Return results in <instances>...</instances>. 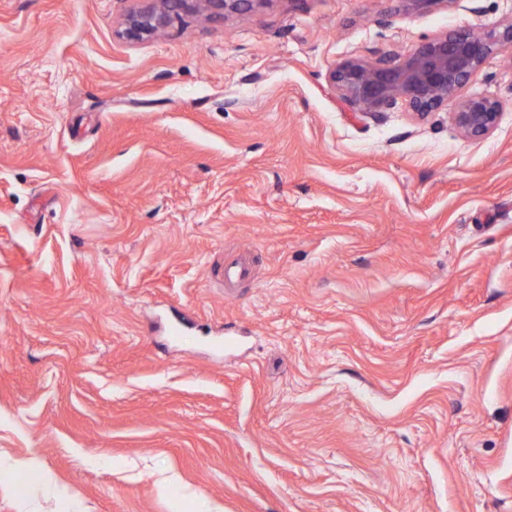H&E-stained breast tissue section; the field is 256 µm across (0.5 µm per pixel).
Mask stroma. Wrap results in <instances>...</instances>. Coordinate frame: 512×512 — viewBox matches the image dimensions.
<instances>
[{
	"instance_id": "1",
	"label": "stroma",
	"mask_w": 512,
	"mask_h": 512,
	"mask_svg": "<svg viewBox=\"0 0 512 512\" xmlns=\"http://www.w3.org/2000/svg\"><path fill=\"white\" fill-rule=\"evenodd\" d=\"M152 4L0 0V512H512V107L328 80L512 0ZM157 7L148 11L131 14L125 23L122 32L123 36L131 41L141 39L144 35H149L161 30L170 13L174 10L171 8V0H156ZM263 0H176L177 9L196 8L210 15L219 16L236 12L253 3L261 4ZM505 104L499 98L471 96L458 103L453 120L465 138L483 139L496 128Z\"/></svg>"
}]
</instances>
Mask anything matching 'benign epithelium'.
Returning <instances> with one entry per match:
<instances>
[{"label":"benign epithelium","instance_id":"obj_1","mask_svg":"<svg viewBox=\"0 0 512 512\" xmlns=\"http://www.w3.org/2000/svg\"><path fill=\"white\" fill-rule=\"evenodd\" d=\"M130 15L123 36L131 41L161 30L172 12L171 0ZM267 0H176L177 8H196L219 16ZM512 50V17L480 32L458 31L437 35L408 54L383 55L374 62L350 58L329 74L338 97L356 112H383L403 102L422 117L455 97L461 87L495 53ZM505 101L471 96L458 103L453 120L463 136L479 140L496 128Z\"/></svg>","mask_w":512,"mask_h":512}]
</instances>
